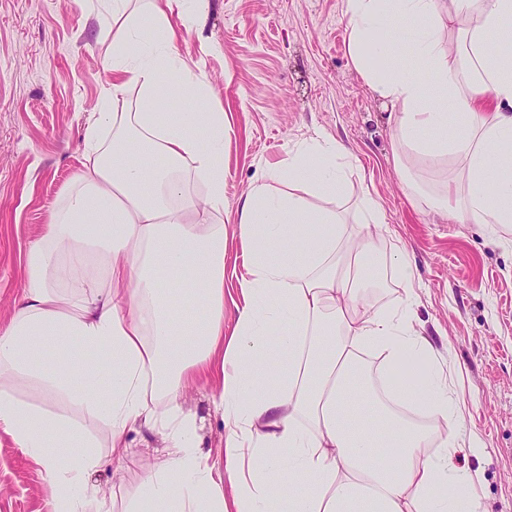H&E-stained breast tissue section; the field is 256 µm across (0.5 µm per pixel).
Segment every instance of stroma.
Segmentation results:
<instances>
[{
    "instance_id": "35a3bbf8",
    "label": "stroma",
    "mask_w": 512,
    "mask_h": 512,
    "mask_svg": "<svg viewBox=\"0 0 512 512\" xmlns=\"http://www.w3.org/2000/svg\"><path fill=\"white\" fill-rule=\"evenodd\" d=\"M176 51L207 75L211 103L224 110V222L265 163L322 134L348 153L350 186L336 208L353 218L365 200L379 205L388 230L419 275L416 328L465 402L461 438L478 435V505L458 512H512V245L493 243L476 224L439 218L408 198L394 163V125L348 51L344 0H169ZM193 13L184 23V13ZM112 83V23L96 0H0V327L22 298L26 259L84 163L82 135ZM212 389L188 390L201 452L224 464V423ZM139 463L92 484L124 512L144 469L161 452L159 436L129 434ZM0 512H53L40 467L0 429Z\"/></svg>"
}]
</instances>
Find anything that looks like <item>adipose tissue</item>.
Here are the masks:
<instances>
[{"instance_id": "ef3b65f1", "label": "adipose tissue", "mask_w": 512, "mask_h": 512, "mask_svg": "<svg viewBox=\"0 0 512 512\" xmlns=\"http://www.w3.org/2000/svg\"><path fill=\"white\" fill-rule=\"evenodd\" d=\"M112 21L109 98L83 135L86 159L30 245L27 288L0 327V427L38 464L55 512H108L89 475L123 470L128 434L161 435L130 512H455L476 498L461 458L465 417L415 327L418 283L404 250L382 253V211L347 224V153L320 136L265 166L238 208L241 304L224 333V113L174 51L160 0L142 22L131 0H102ZM349 53L388 102L404 188L438 214L512 233V0H345ZM191 106L167 112L168 84ZM136 85V111L113 101ZM449 162L442 192L414 180V157ZM207 187L196 199L188 186ZM403 286L368 301L381 269ZM189 300L177 307L173 290ZM378 368H370L369 358ZM24 376L108 428L111 457L61 412L18 398ZM211 385L224 467L198 449L185 392ZM425 408L435 425L404 417ZM442 435L436 456L425 452Z\"/></svg>"}]
</instances>
